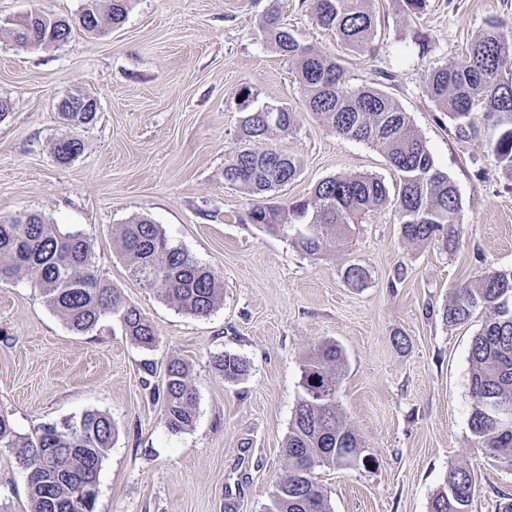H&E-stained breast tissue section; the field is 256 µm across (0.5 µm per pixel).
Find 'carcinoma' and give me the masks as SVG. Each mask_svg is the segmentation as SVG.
Here are the masks:
<instances>
[{"mask_svg": "<svg viewBox=\"0 0 512 512\" xmlns=\"http://www.w3.org/2000/svg\"><path fill=\"white\" fill-rule=\"evenodd\" d=\"M93 0L92 27L106 29L126 19L131 0ZM317 22L351 48L366 52L377 35L371 0H311ZM265 39L280 53L297 62L299 83L308 111L322 119L338 136L380 147L400 178L396 207L402 233L410 242L437 240L446 248L456 242L460 211L457 190L437 169L411 118L383 90L344 88V70L326 54L301 45L282 26L276 14L262 25ZM73 25L66 17L34 9L14 23L15 42L53 46L66 42ZM512 57V40L500 32L495 20L468 47L460 62L431 72L430 95L455 122L460 138L484 129L493 151L512 175V78L503 69ZM280 113V123L269 113ZM297 120L286 106H264L247 115L244 135L255 143L240 150L224 167V178L260 201L250 219L272 232L298 221L294 244L315 255L330 243L345 242L356 233L366 214L390 200L384 180L376 175L333 176L317 183L309 199L283 208L261 202L265 194L293 180L295 161L263 145L273 129L288 131ZM81 152L75 137L58 140L55 158L62 164ZM119 250L130 272L144 287L158 292L179 311L193 317L208 316L223 298L218 275L180 247L170 244L160 225L135 219L120 225ZM31 276L43 290L47 305L77 333L93 330L108 313L123 318L126 333L143 347L156 342L149 319L125 305L118 292L97 274L91 244L77 233H63L39 214L23 213L0 220V281ZM483 310L486 320L474 336L470 351L472 444L512 468V424L494 420L492 410L512 407V269L490 270L475 283L458 288L441 308L443 321L461 324ZM212 365L228 381L249 371L247 360L228 352L213 356ZM343 355L333 342L317 346L303 364V394L294 410L284 446L288 472L271 495L267 512H333L330 500L315 482L320 467L348 468L359 463L361 443L336 405ZM163 412L168 428L182 432L194 426L197 391L186 365L174 360L163 387ZM116 431L112 418L89 411L80 419L45 424L28 437L16 434L0 414V448L16 449L28 480L29 512H95L98 495L84 497L89 485L99 486L106 449ZM473 476L466 466L452 468L446 484L433 498L430 512H470Z\"/></svg>", "mask_w": 512, "mask_h": 512, "instance_id": "1", "label": "carcinoma"}]
</instances>
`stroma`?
<instances>
[{"label":"stroma","instance_id":"obj_1","mask_svg":"<svg viewBox=\"0 0 512 512\" xmlns=\"http://www.w3.org/2000/svg\"><path fill=\"white\" fill-rule=\"evenodd\" d=\"M83 5L0 0V98L11 104L0 119V218L37 213L86 237L100 276L148 317L157 341L136 344L114 314L74 332L35 279L0 282V413L15 432L93 410L111 416L117 435L96 512H266L288 467L302 364L331 340L344 357L336 402L366 456L316 469L333 512H430L461 465L475 480L471 512H497L512 498V469L473 448L468 425L470 348L485 315L451 325L440 309L484 272L512 268V176L486 134L455 136L427 78L461 60L488 20L512 38V0H427L419 15L401 0H372L371 53L319 26L310 0H133L105 35L77 27L66 43L35 48L9 34L31 10L71 17ZM271 11L301 44L341 64L346 88H381L409 113L461 200L454 250L408 243L392 203L370 211L351 243L316 255L249 221L252 198L225 180L224 166L244 145V118L266 105L296 112L293 129L268 143L299 168L267 204L308 199L337 175H376L393 192L399 183L380 148L337 136L306 112L295 61L263 36ZM74 92L97 101L91 123L71 127L59 114ZM66 135L82 151L62 165L53 148ZM139 217L223 279L224 299L209 316L178 311L130 275L117 233ZM351 264L367 272L361 286L343 277ZM220 352L246 358L248 375L218 376ZM175 359L198 394L196 422L180 433L151 395ZM26 488L13 449L0 448V501L28 512Z\"/></svg>","mask_w":512,"mask_h":512}]
</instances>
